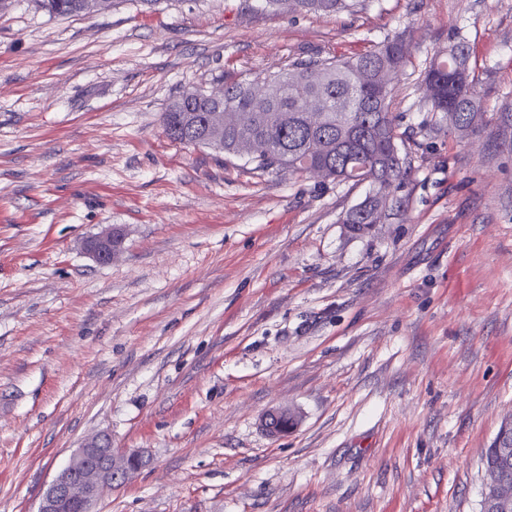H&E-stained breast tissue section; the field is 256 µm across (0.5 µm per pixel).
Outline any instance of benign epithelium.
I'll return each mask as SVG.
<instances>
[{"instance_id": "1", "label": "benign epithelium", "mask_w": 512, "mask_h": 512, "mask_svg": "<svg viewBox=\"0 0 512 512\" xmlns=\"http://www.w3.org/2000/svg\"><path fill=\"white\" fill-rule=\"evenodd\" d=\"M114 236L115 233L108 231L90 240L88 252L97 262L112 261ZM144 461L142 452L118 451L112 448L110 436L97 435L72 454L43 494L37 512H94L92 506L102 489L116 484ZM488 476L485 494L511 508L512 483L493 470L488 471Z\"/></svg>"}]
</instances>
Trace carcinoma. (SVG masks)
Segmentation results:
<instances>
[{"label":"carcinoma","instance_id":"obj_1","mask_svg":"<svg viewBox=\"0 0 512 512\" xmlns=\"http://www.w3.org/2000/svg\"><path fill=\"white\" fill-rule=\"evenodd\" d=\"M54 17L85 16L86 0H37ZM355 0H265L274 10L329 15ZM467 43L457 37L448 53L434 58L425 75L432 111L448 120L460 137L483 122L482 98L470 73ZM409 63L402 34L350 58H297L279 72L251 79H221L218 89L191 87L163 113L167 136L246 158L256 168L292 176L321 174L338 183H368L371 194L340 218L354 236L380 222L377 195L394 199L408 177L407 157L396 144L391 112L392 77ZM319 103L310 116V101ZM256 144L258 154L245 149ZM485 465L500 468L512 481V426H503L485 453Z\"/></svg>","mask_w":512,"mask_h":512}]
</instances>
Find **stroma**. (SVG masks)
I'll use <instances>...</instances> for the list:
<instances>
[{"mask_svg": "<svg viewBox=\"0 0 512 512\" xmlns=\"http://www.w3.org/2000/svg\"><path fill=\"white\" fill-rule=\"evenodd\" d=\"M405 33L392 101L410 176L372 233L367 185L169 139L221 74L352 56ZM460 34L468 136L422 84ZM512 0H117L0 11V512H36L87 439L143 451L95 512H480L512 420ZM124 243L108 264L86 241ZM298 424L269 435L263 417ZM103 2L107 3L106 10H109L115 0H37L39 6L49 15L54 17H77L85 16V2ZM355 0H265L266 5L274 10L288 12H306L314 14H336L350 9ZM503 448H508L507 454ZM486 467H498L512 481V427L504 425L485 453Z\"/></svg>", "mask_w": 512, "mask_h": 512, "instance_id": "obj_1", "label": "stroma"}]
</instances>
